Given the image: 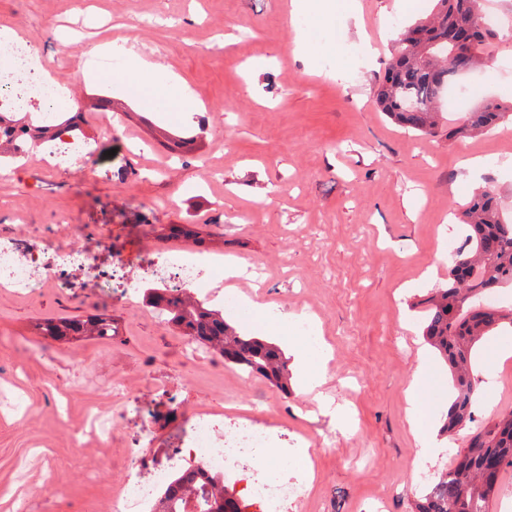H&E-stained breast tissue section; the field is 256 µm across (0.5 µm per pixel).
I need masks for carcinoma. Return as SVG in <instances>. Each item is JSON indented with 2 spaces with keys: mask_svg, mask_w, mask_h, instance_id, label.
Returning a JSON list of instances; mask_svg holds the SVG:
<instances>
[{
  "mask_svg": "<svg viewBox=\"0 0 512 512\" xmlns=\"http://www.w3.org/2000/svg\"><path fill=\"white\" fill-rule=\"evenodd\" d=\"M482 11L479 0H434L433 11L424 21L409 25L399 47L379 81L376 99L382 111L400 125L435 136L439 128L440 87L448 86L455 74L448 70L451 45L448 35L458 29L473 31L470 65L490 56L493 30L476 21ZM512 120V108L488 103L466 113L453 131L470 136ZM83 117L76 113L53 125L38 126L30 140L56 137L61 129L81 130ZM459 221L467 227L468 248L457 253L448 267V283L417 303L424 322L423 336L448 364L455 397L448 410L443 432L452 436L473 420L476 391L471 354L507 316L474 312L481 295L493 288H512V219L503 218L496 191L484 187L459 209ZM146 301L179 326L188 339L210 347L251 375L261 376L283 392L288 391V361L282 350L261 336L245 335L224 321L221 311L186 296L170 298L162 288L144 292ZM44 336L106 339L116 335L112 317L90 315L85 319L60 317L37 325ZM471 446L459 451L456 464L438 477L416 512H489V498L506 467L512 466V413L487 423L470 439ZM224 477L202 475L188 466L165 488L158 512H185L192 492L197 512H211L212 504L224 499V509L238 512L223 492Z\"/></svg>",
  "mask_w": 512,
  "mask_h": 512,
  "instance_id": "1",
  "label": "carcinoma"
}]
</instances>
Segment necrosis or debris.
I'll return each instance as SVG.
<instances>
[{"label": "necrosis or debris", "instance_id": "necrosis-or-debris-1", "mask_svg": "<svg viewBox=\"0 0 512 512\" xmlns=\"http://www.w3.org/2000/svg\"><path fill=\"white\" fill-rule=\"evenodd\" d=\"M0 56L9 57L12 62L10 70L0 73V104H35L42 108L43 119H51L57 96L67 93L68 88L38 72L32 41L0 37ZM85 264L84 256L77 250L51 253L0 229V288L18 293L47 284L72 288L76 285L74 268ZM211 268V263L197 261L173 244L147 255L139 264L141 276L160 282L174 296L208 279ZM190 427L184 449L170 459L167 468L156 473L153 483H142L133 476L127 478L116 502V512H148L158 488L167 482L172 470L188 459L205 472H220L228 479L250 471L253 493L267 503L268 512H287L298 487L276 463L265 462L264 451L270 441L265 430L252 426L246 415L219 411L198 413Z\"/></svg>", "mask_w": 512, "mask_h": 512}]
</instances>
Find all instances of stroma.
<instances>
[{"label": "stroma", "instance_id": "35a3bbf8", "mask_svg": "<svg viewBox=\"0 0 512 512\" xmlns=\"http://www.w3.org/2000/svg\"><path fill=\"white\" fill-rule=\"evenodd\" d=\"M291 0H0V30L35 42L44 67L67 84L84 115L87 157L50 168L35 152L0 173V225L45 249L74 246L92 262L139 260L167 245L165 230L187 224L188 253L251 263L238 293L265 304L251 316L226 313L241 332L309 352L295 318L312 316L328 350L319 392L291 380L280 391L202 350L184 357L182 332L147 304L130 309L92 275L77 288L0 289V512H115L128 474L151 480L190 434L197 411L235 403L263 407L254 418L277 449L334 435L314 448V480L288 512H412L426 491L410 461L416 447L405 391L426 350L416 304L444 285L465 246L454 212L475 187L494 186L512 215V124L456 138L408 130L382 112L375 89L399 29L426 17L431 0H358V20L336 0L335 25L291 14ZM495 15L494 59L462 81L454 120L494 103L512 105V0H485ZM318 46L314 66L296 49L301 31ZM178 75L202 103L181 114L154 107L128 83V62L96 82L77 68L103 40ZM112 126L101 124L102 99ZM481 157L478 173L465 159ZM69 215L76 237L57 230ZM111 316L118 336L57 342L37 333L48 318ZM475 352L478 381L498 378L489 404L440 454L452 461L479 423L512 412V360L488 368ZM120 380L124 400L109 388ZM177 395L180 416L169 397ZM351 407V432L321 414L320 399ZM116 414L103 441L94 415ZM139 456H132L133 444ZM394 488L384 510L376 500Z\"/></svg>", "mask_w": 512, "mask_h": 512}]
</instances>
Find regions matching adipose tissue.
I'll return each mask as SVG.
<instances>
[{"label": "adipose tissue", "instance_id": "adipose-tissue-1", "mask_svg": "<svg viewBox=\"0 0 512 512\" xmlns=\"http://www.w3.org/2000/svg\"><path fill=\"white\" fill-rule=\"evenodd\" d=\"M131 85L148 86L154 91L153 103L168 112H194L199 108L195 93L172 73L156 64L137 59L130 75ZM431 363L418 355L417 364L406 390L407 422L417 446L416 456L423 459L438 455L443 446L441 429L429 410L433 390Z\"/></svg>", "mask_w": 512, "mask_h": 512}]
</instances>
